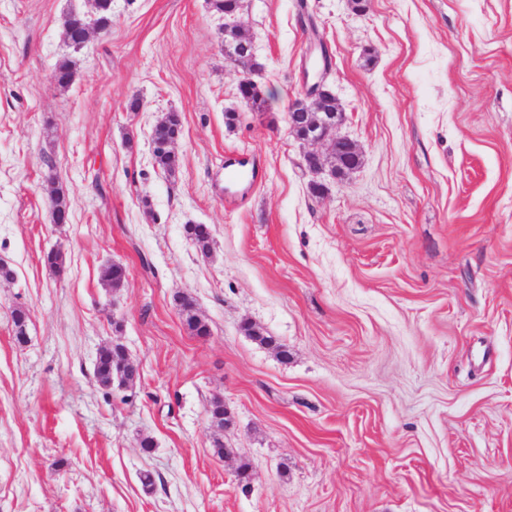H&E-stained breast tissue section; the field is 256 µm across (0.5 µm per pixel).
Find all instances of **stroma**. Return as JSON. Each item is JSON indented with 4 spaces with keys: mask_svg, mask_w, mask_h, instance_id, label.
Returning a JSON list of instances; mask_svg holds the SVG:
<instances>
[{
    "mask_svg": "<svg viewBox=\"0 0 512 512\" xmlns=\"http://www.w3.org/2000/svg\"><path fill=\"white\" fill-rule=\"evenodd\" d=\"M72 12L91 0H0V512H512V0H241L259 110L211 0H112L77 50ZM322 66L362 158L316 195L287 115ZM114 341L140 379L108 392ZM64 34L70 45L79 48L86 37V25L83 15L70 13L63 23ZM181 123L177 113H169L167 117L158 121L152 129V153L156 167L172 176L179 169L181 159L171 144L176 137L179 138ZM185 233L198 253L205 257L210 254L211 237L204 224L185 225ZM177 299L186 330L194 336H208L209 325L197 314L194 301L188 295H179ZM119 357V353L116 352L115 348L111 344L105 345L99 350L95 363V375L102 388L112 389V387L110 388V382L112 380V364L114 358Z\"/></svg>",
    "mask_w": 512,
    "mask_h": 512,
    "instance_id": "obj_1",
    "label": "stroma"
}]
</instances>
